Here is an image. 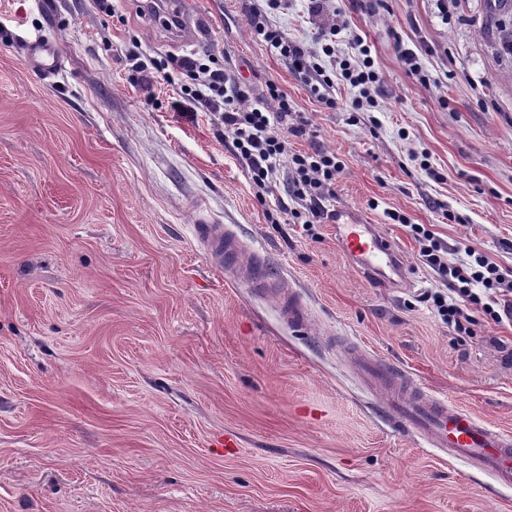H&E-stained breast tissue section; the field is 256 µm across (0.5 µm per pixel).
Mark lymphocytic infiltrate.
Masks as SVG:
<instances>
[{
	"instance_id": "obj_1",
	"label": "lymphocytic infiltrate",
	"mask_w": 512,
	"mask_h": 512,
	"mask_svg": "<svg viewBox=\"0 0 512 512\" xmlns=\"http://www.w3.org/2000/svg\"><path fill=\"white\" fill-rule=\"evenodd\" d=\"M287 6L288 0H257L250 12L254 36L271 53L288 60L296 72L308 76L312 91L325 105L335 106L332 89L340 77L358 91L352 102L354 110L374 106L372 92L380 78L370 48L357 38L350 55L337 57L338 25L330 23L321 50L326 57L336 58L338 70L327 71L273 24L272 13ZM127 58L134 83L148 87L160 80L180 81V97L172 101V108L181 112L202 110L217 118L231 140L233 153L246 165L258 200H266L284 170L290 201L280 204V212L308 228L329 218L325 203L334 194L342 164L335 153L318 148L289 152V137L307 135L309 122L293 115L287 94L276 83L267 82L262 99L252 98L250 84L224 70L211 49L168 60L133 49ZM409 226L422 261L444 282L443 288L425 297L443 323L456 335L468 336L480 318L497 325L512 322V272L502 271L485 254L470 247L464 259L449 261L427 225Z\"/></svg>"
}]
</instances>
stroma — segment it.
<instances>
[{
	"label": "stroma",
	"instance_id": "1",
	"mask_svg": "<svg viewBox=\"0 0 512 512\" xmlns=\"http://www.w3.org/2000/svg\"><path fill=\"white\" fill-rule=\"evenodd\" d=\"M490 2L336 0L339 52L363 39L381 76L376 110L356 112L349 85L327 107L254 37L249 0H185L179 30L137 0H0V512H512V487L396 427L350 358L512 432V325L457 342L421 300L439 278L387 217L427 225L449 260L471 247L512 268V60ZM309 7L272 20L318 57ZM40 36L64 56L48 80L26 56ZM135 43H211L254 94L275 81L310 123L289 150L335 152L328 207L396 243L398 285L360 270L335 225L271 223L287 174L259 202L211 114L172 109L177 84H133ZM201 211L265 256L304 324L207 261Z\"/></svg>",
	"mask_w": 512,
	"mask_h": 512
}]
</instances>
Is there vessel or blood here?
Wrapping results in <instances>:
<instances>
[{
	"label": "vessel or blood",
	"instance_id": "obj_1",
	"mask_svg": "<svg viewBox=\"0 0 512 512\" xmlns=\"http://www.w3.org/2000/svg\"><path fill=\"white\" fill-rule=\"evenodd\" d=\"M26 51L34 72L39 75L52 76L61 66L63 54L48 40L28 42ZM331 220L336 226L338 244L359 266L380 278L390 272L400 273L398 247L380 236L374 226L356 223L339 209L333 210ZM194 229L209 262L219 268H242L243 282L266 296L277 297L288 322L305 321L302 302L285 293L278 282L266 279L261 255H254L249 264H240L243 247L238 237L205 216L197 217ZM355 361L368 381L382 389L395 423L420 437L427 447L444 452L449 459L492 473L500 483L512 485L511 434L483 422L468 410L430 395L390 363L362 353L356 354Z\"/></svg>",
	"mask_w": 512,
	"mask_h": 512
}]
</instances>
